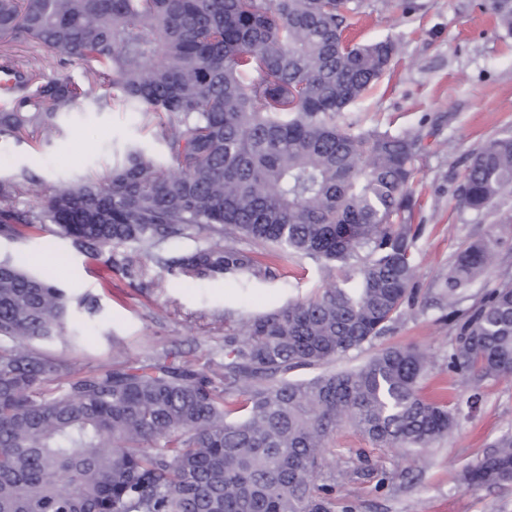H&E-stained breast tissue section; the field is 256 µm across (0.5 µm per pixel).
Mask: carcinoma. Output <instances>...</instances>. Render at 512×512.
Masks as SVG:
<instances>
[{
  "label": "carcinoma",
  "mask_w": 512,
  "mask_h": 512,
  "mask_svg": "<svg viewBox=\"0 0 512 512\" xmlns=\"http://www.w3.org/2000/svg\"><path fill=\"white\" fill-rule=\"evenodd\" d=\"M348 0H0V43H34L112 87V106L156 119L168 161L132 143L101 179L17 207L35 176L0 179V234L54 224L84 252L149 250L195 230L219 237L176 260L195 279L266 278L247 238L334 264L312 298L248 315L224 361L199 371L161 356L83 375L32 346L65 335L73 298L0 260V512H330L317 483L328 440L349 425L379 448L421 457L455 426L415 345L302 381L386 335L414 300L412 185L419 139L339 117L387 70L391 39L355 43ZM512 32V0H488ZM87 95L71 77L19 72L0 138L51 134ZM512 193V137L472 153L458 202L483 211ZM479 240L441 273L443 299L493 263ZM448 369L478 384L512 375V282L461 315ZM67 386L48 392L55 378ZM224 381V389L214 379ZM512 483V435L459 477Z\"/></svg>",
  "instance_id": "cac0c4a2"
}]
</instances>
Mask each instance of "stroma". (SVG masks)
<instances>
[{
	"mask_svg": "<svg viewBox=\"0 0 512 512\" xmlns=\"http://www.w3.org/2000/svg\"><path fill=\"white\" fill-rule=\"evenodd\" d=\"M358 23L353 41L392 38L398 51L371 90L351 105L345 119L395 133L419 136L422 152L414 189V223L421 231L414 247L417 263L414 306L394 331L332 362L333 370L363 363L378 350L413 343L426 353L429 367L424 392L438 391L457 413V425L423 461L410 462L398 450L377 448L352 428L340 429L321 461V479L331 482L365 453L389 478L384 488L372 479H349L331 512H512V485L462 486L458 476L512 434V377L484 380L472 387L448 370V353L457 336L458 311L470 308L488 289L512 278V195L476 212L459 205L457 189L469 156L488 140L512 135V34L498 26L484 0H351ZM18 65L53 73L65 70L83 81L78 62L59 67L54 52L28 44L5 48ZM103 92L94 87L58 121L50 142L41 135L0 139V178L21 170L39 182L19 205H37L49 192L94 178L112 167L113 152L135 141L152 152L161 147L154 126L131 108H98ZM490 241L492 266L463 293L455 309L435 303L440 273L471 242ZM208 234H190L162 242L139 257L141 274H106L100 257L76 251L52 225H20L11 238L0 237V260H24L28 270L58 279L72 297L98 299L95 314L76 309L66 337L39 349L63 360L71 370L88 371L112 363L113 347L130 358L169 356L205 369L222 361L224 337L238 315L276 309L291 299H306L330 280L324 265L303 257L278 260L272 246L247 239L238 248L270 267L267 278L191 279L157 264L209 244ZM477 405H470L471 396Z\"/></svg>",
	"mask_w": 512,
	"mask_h": 512,
	"instance_id": "35a3bbf8",
	"label": "stroma"
}]
</instances>
